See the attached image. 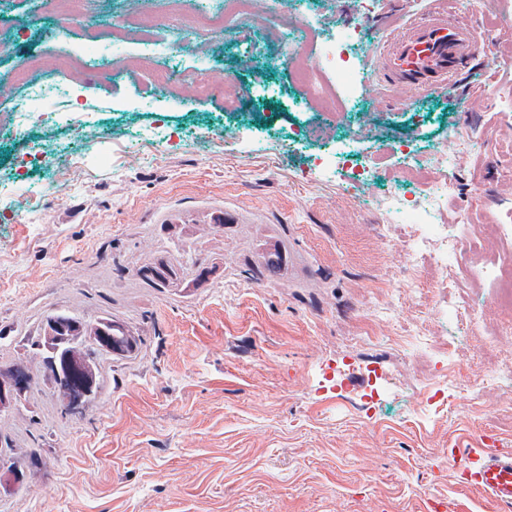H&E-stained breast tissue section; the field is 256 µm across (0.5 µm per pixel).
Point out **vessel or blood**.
Instances as JSON below:
<instances>
[{
  "label": "vessel or blood",
  "mask_w": 512,
  "mask_h": 512,
  "mask_svg": "<svg viewBox=\"0 0 512 512\" xmlns=\"http://www.w3.org/2000/svg\"><path fill=\"white\" fill-rule=\"evenodd\" d=\"M384 38L373 51L375 81H385L409 97L447 87L471 69L473 61L490 59L492 44L481 42L473 25L450 18L448 11H430L425 19L383 23ZM162 224L234 222L223 206L197 211L160 208ZM448 461L455 472L470 480L498 505L512 512V452L499 448H452Z\"/></svg>",
  "instance_id": "vessel-or-blood-1"
}]
</instances>
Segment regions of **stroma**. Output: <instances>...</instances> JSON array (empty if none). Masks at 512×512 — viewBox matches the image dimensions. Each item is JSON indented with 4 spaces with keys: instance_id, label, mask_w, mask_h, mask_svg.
<instances>
[{
    "instance_id": "obj_1",
    "label": "stroma",
    "mask_w": 512,
    "mask_h": 512,
    "mask_svg": "<svg viewBox=\"0 0 512 512\" xmlns=\"http://www.w3.org/2000/svg\"><path fill=\"white\" fill-rule=\"evenodd\" d=\"M435 2L327 6L320 38L349 30L367 43L356 50L357 110L324 140L309 135L318 113L276 43L198 42L178 60L205 65L215 81L197 101L182 79L167 92L151 88L156 58L143 47L108 50L113 61L132 58L119 83L110 65L59 68L83 31L54 21L53 0H15L0 14V76L39 58L82 115L23 138L7 123L22 85L0 98V366L22 361L35 375L19 410L0 417V437L13 456L38 458L23 484L0 494V512H432L435 500L445 512H498L481 490L459 485L444 452L512 449V310L488 280L449 271V304L481 316L458 362L439 355L448 332L438 304L405 289L413 243L375 206L390 181L415 196L400 150L425 160L450 134L469 138L439 220L468 217V266L502 254L512 132L499 112L512 102V0H445L497 46L474 73L407 102L370 88L368 45L382 23L425 17ZM475 91L485 98L477 112ZM353 126L358 151L343 168L318 171ZM40 143L50 157L37 153ZM368 159L380 178L347 198L345 173ZM163 204H221L244 221L172 234L153 221ZM276 243L286 252L272 281L261 255ZM159 257L199 263L204 275L152 287L137 273ZM53 312L112 317L139 340L132 354L101 361L98 392L68 416L35 353ZM415 335L428 351L399 345ZM439 375L447 410L419 414L420 387ZM476 381L475 398L466 386Z\"/></svg>"
}]
</instances>
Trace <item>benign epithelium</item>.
I'll return each mask as SVG.
<instances>
[{"instance_id":"7a95c632","label":"benign epithelium","mask_w":512,"mask_h":512,"mask_svg":"<svg viewBox=\"0 0 512 512\" xmlns=\"http://www.w3.org/2000/svg\"><path fill=\"white\" fill-rule=\"evenodd\" d=\"M45 349L50 352V374L63 375L56 388L58 402L71 408L92 396L96 387L90 357L81 354L90 346L103 355L119 352L112 332L95 327L81 317L52 320L44 324ZM34 381L27 364L17 362L0 368V414L13 410L25 397ZM26 467L0 452V491H8L23 482Z\"/></svg>"}]
</instances>
